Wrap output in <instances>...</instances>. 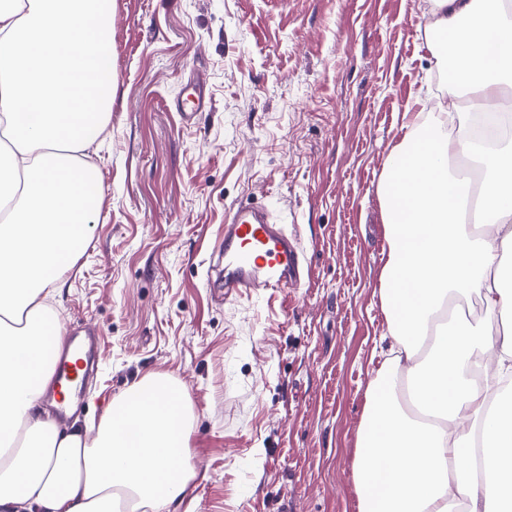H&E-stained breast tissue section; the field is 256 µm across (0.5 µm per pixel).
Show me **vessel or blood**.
<instances>
[{
  "label": "vessel or blood",
  "mask_w": 512,
  "mask_h": 512,
  "mask_svg": "<svg viewBox=\"0 0 512 512\" xmlns=\"http://www.w3.org/2000/svg\"><path fill=\"white\" fill-rule=\"evenodd\" d=\"M183 119L205 111L202 92L184 91L177 101ZM224 277L217 280L225 297L259 291L278 292L301 279V263L294 240L273 224L266 208L244 203L224 217ZM97 365L94 336H74L54 366L55 387L50 399L60 407L77 401L83 385Z\"/></svg>",
  "instance_id": "b4317fda"
}]
</instances>
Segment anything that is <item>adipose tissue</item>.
<instances>
[{
    "mask_svg": "<svg viewBox=\"0 0 512 512\" xmlns=\"http://www.w3.org/2000/svg\"><path fill=\"white\" fill-rule=\"evenodd\" d=\"M112 0H0V512H162L196 476L190 405L153 375L113 401L95 434L43 404L61 327L46 299L83 250L103 186L79 157L112 110ZM426 45L447 40L465 108L430 115L387 160L389 346L366 390L353 464L357 512H512V139L471 133L512 110V5L430 0ZM481 171L456 178L451 158ZM477 296L483 318L455 321Z\"/></svg>",
    "mask_w": 512,
    "mask_h": 512,
    "instance_id": "obj_1",
    "label": "adipose tissue"
}]
</instances>
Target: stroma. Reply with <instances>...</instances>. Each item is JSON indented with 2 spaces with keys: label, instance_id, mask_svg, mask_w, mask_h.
<instances>
[{
  "label": "stroma",
  "instance_id": "35a3bbf8",
  "mask_svg": "<svg viewBox=\"0 0 512 512\" xmlns=\"http://www.w3.org/2000/svg\"><path fill=\"white\" fill-rule=\"evenodd\" d=\"M429 0H112V111L84 253L48 305L94 328L75 417L150 375L191 406L196 476L167 512H357L356 434L387 332L378 186L423 101L449 102ZM202 81L210 107L176 101ZM266 205L306 283L228 301L224 216ZM178 110L183 119L189 121L193 119L198 112H203L207 108V102L199 88L191 91L185 90L177 100Z\"/></svg>",
  "mask_w": 512,
  "mask_h": 512
}]
</instances>
